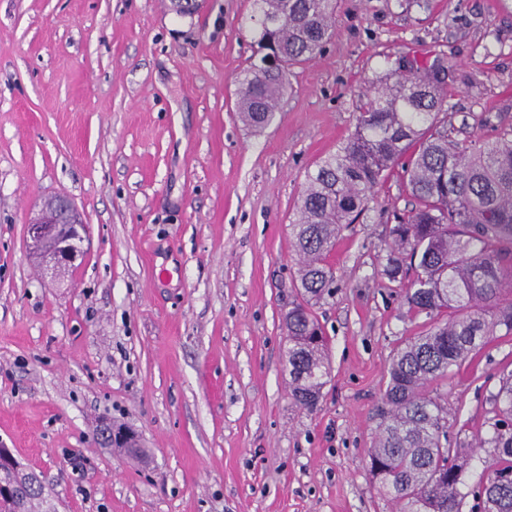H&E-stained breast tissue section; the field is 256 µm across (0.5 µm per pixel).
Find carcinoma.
Segmentation results:
<instances>
[{"mask_svg": "<svg viewBox=\"0 0 512 512\" xmlns=\"http://www.w3.org/2000/svg\"><path fill=\"white\" fill-rule=\"evenodd\" d=\"M257 44L279 66L253 63L240 80L238 111L253 127L270 124L288 87V69L320 53L334 34L336 0H253ZM445 58L394 61L368 81L355 131L307 172L291 224L300 257L302 300L288 310V375L295 405L311 408L330 375L325 338L309 307L333 291L327 263L341 231L356 223L389 172L401 167L413 197L397 216L382 275L405 283V302L433 324L392 357L369 468L396 512H462L465 473L489 447L486 479L473 492L480 512H512V373L494 396L489 436L448 445L447 408L427 386L460 369L499 333L512 335V130L457 140L439 115L448 91ZM0 512H50L48 494L14 475Z\"/></svg>", "mask_w": 512, "mask_h": 512, "instance_id": "cac0c4a2", "label": "carcinoma"}]
</instances>
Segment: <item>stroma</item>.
I'll list each match as a JSON object with an SVG mask.
<instances>
[{"label":"stroma","mask_w":512,"mask_h":512,"mask_svg":"<svg viewBox=\"0 0 512 512\" xmlns=\"http://www.w3.org/2000/svg\"><path fill=\"white\" fill-rule=\"evenodd\" d=\"M252 0H0V448L59 512H394L369 471L387 370L430 324L381 275L411 198L393 173L329 261L312 310L331 377L289 396L285 314L305 177L350 135L367 80L444 56L456 139L512 129V0H338L323 52L288 74L271 124L237 112ZM68 196L90 244L47 271L27 248ZM512 335L433 382L448 434L487 435ZM135 431L136 459L96 442Z\"/></svg>","instance_id":"1"}]
</instances>
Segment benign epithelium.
<instances>
[{
    "label": "benign epithelium",
    "mask_w": 512,
    "mask_h": 512,
    "mask_svg": "<svg viewBox=\"0 0 512 512\" xmlns=\"http://www.w3.org/2000/svg\"><path fill=\"white\" fill-rule=\"evenodd\" d=\"M86 224L76 206L66 197L59 200V208L45 205L39 217L27 225V236L32 253L55 267L74 263L83 255L80 244L85 241Z\"/></svg>",
    "instance_id": "benign-epithelium-1"
}]
</instances>
